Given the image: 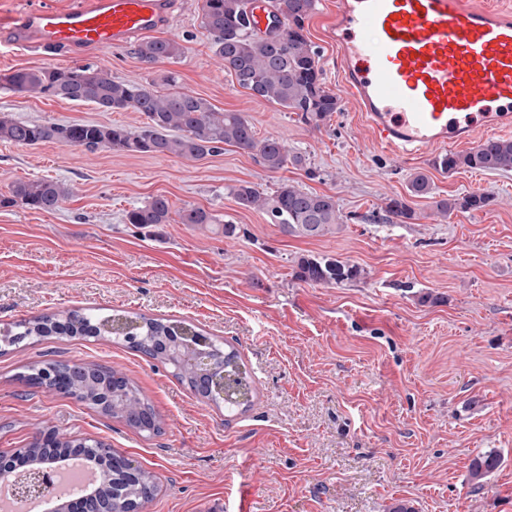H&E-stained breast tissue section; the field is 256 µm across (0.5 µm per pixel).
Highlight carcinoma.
I'll return each mask as SVG.
<instances>
[{
	"mask_svg": "<svg viewBox=\"0 0 512 512\" xmlns=\"http://www.w3.org/2000/svg\"><path fill=\"white\" fill-rule=\"evenodd\" d=\"M250 0H203L201 23L211 35L214 53L224 60V69L234 75L237 84L251 95L273 102L297 113L299 120L320 128L333 113L341 110L336 94L327 89L319 53L306 34L304 22L315 9L316 0H272L273 19L278 27L259 33L248 23ZM141 62L148 66L177 60L183 47L169 39H148L137 49ZM173 90L162 93L150 83L138 84L112 78L103 69L78 66L69 69L42 67L19 69L0 77V86L16 93H36L75 103L94 104L106 111L134 109L145 116L143 126L134 130L119 125L97 123H60L45 121L23 123L0 117V141L32 147L46 143L81 147L87 151L116 150L127 154H153L159 157L201 159L218 154L231 145L251 154L267 170L278 171L288 164L304 166L301 154L288 151L278 138L259 140L251 123L239 112L216 109L201 97L177 91L176 74L166 75ZM436 167L454 173L460 169L488 172L512 171V139H489L463 152L438 157ZM408 191L414 197L431 194L429 178L421 173L412 176ZM72 189L66 183L47 178L16 182L8 197L0 198L1 207L22 205L29 209L54 212L69 199ZM238 205L260 209L269 223L282 232L297 237H322L343 223L336 197L304 191L282 182L269 196L244 182L233 189ZM490 202L484 194L463 198H444L434 202L435 209L447 216L453 211L481 210ZM179 223L195 229L222 230L227 238L239 233L236 224H218L209 211L186 206L177 213ZM126 219L144 229L156 228L172 221L167 198L156 196L147 204L127 212ZM375 221L394 220L406 224L415 219V211L402 197L388 199L382 215ZM298 278L307 283L336 285L353 282L363 276L357 265L332 257L303 256L298 259ZM63 318L45 314L17 325L19 334L36 338L56 336ZM137 332L143 342L135 350L154 356L155 348L166 336L175 335V325L139 316ZM213 355L224 362V370L239 369L238 352L213 346ZM60 372L58 390L65 392L75 385L86 387L82 402L103 415H111L127 426L147 433L160 432V421L140 390L124 375L97 364L71 366L51 361L34 366L27 381L35 384L47 367ZM493 454L482 456L472 465L478 480L498 466ZM156 491L154 477L139 470V479L130 480L119 470L112 472V485H100L91 492L99 505L114 497L130 507L144 503L146 491Z\"/></svg>",
	"mask_w": 512,
	"mask_h": 512,
	"instance_id": "carcinoma-1",
	"label": "carcinoma"
}]
</instances>
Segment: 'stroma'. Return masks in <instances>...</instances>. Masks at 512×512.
Returning <instances> with one entry per match:
<instances>
[{"instance_id": "35a3bbf8", "label": "stroma", "mask_w": 512, "mask_h": 512, "mask_svg": "<svg viewBox=\"0 0 512 512\" xmlns=\"http://www.w3.org/2000/svg\"><path fill=\"white\" fill-rule=\"evenodd\" d=\"M334 0H316L305 33L320 55L340 112L315 129L241 88L201 25L202 0H179L159 32L184 48L174 63H142L134 46L49 58L0 49V76L21 68L98 65L112 77L161 83L216 109L239 112L257 138L282 139L304 167L264 169L225 146L200 160L89 152L0 141V197L15 182L68 183L73 195L47 213L0 207V328L23 319L97 309L177 321L236 349L252 403L230 415L199 399L171 368L113 342L58 338L0 349V454L39 430L94 438L156 478L141 512H512V172L447 175L434 157L401 160L376 143L336 71L324 37ZM141 126L131 109L102 111L0 88V117ZM429 176L433 199L409 196L410 176ZM335 195L343 224L305 238L284 234L262 211L241 208L243 182L272 193L281 182ZM489 196L478 211L437 214L433 201ZM173 209L202 207L239 225L218 230L161 225L126 214L155 196ZM401 195L410 224L374 223ZM328 255L364 270L356 282L297 277L300 256ZM97 363L135 383L161 422L140 434L76 398L25 383L28 366ZM499 466L481 480L475 459Z\"/></svg>"}]
</instances>
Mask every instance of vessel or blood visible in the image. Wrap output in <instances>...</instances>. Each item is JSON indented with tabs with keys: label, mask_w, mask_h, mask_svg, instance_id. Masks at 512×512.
Instances as JSON below:
<instances>
[{
	"label": "vessel or blood",
	"mask_w": 512,
	"mask_h": 512,
	"mask_svg": "<svg viewBox=\"0 0 512 512\" xmlns=\"http://www.w3.org/2000/svg\"><path fill=\"white\" fill-rule=\"evenodd\" d=\"M173 0L31 8L0 44L39 57L123 47L170 23ZM327 36L375 141L402 159L512 130V10L470 0H336Z\"/></svg>",
	"instance_id": "vessel-or-blood-1"
}]
</instances>
